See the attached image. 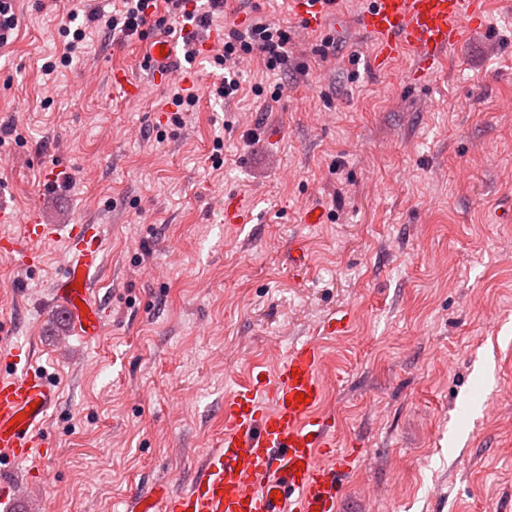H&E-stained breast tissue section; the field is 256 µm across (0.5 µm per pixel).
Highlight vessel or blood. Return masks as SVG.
Segmentation results:
<instances>
[{
	"label": "vessel or blood",
	"instance_id": "b4317fda",
	"mask_svg": "<svg viewBox=\"0 0 512 512\" xmlns=\"http://www.w3.org/2000/svg\"><path fill=\"white\" fill-rule=\"evenodd\" d=\"M338 2L290 0L291 13L314 29ZM485 11L486 0H370L356 25L374 43L377 66L405 56L418 76L477 32ZM177 51L171 40L154 39L148 55L155 82L172 74ZM57 235L56 226L32 212L22 237L0 239V250L24 253L32 242ZM67 240L69 259L54 294L73 331L93 340L104 331L92 288L104 263L101 228L73 225ZM320 357L317 344L305 342L239 385L224 399V437L199 476L174 493L156 487L132 512H336L358 453L337 447L333 422L318 412L324 396ZM0 358L11 366L0 373V455L20 461L45 447L41 430L58 393L19 352ZM300 393L305 402L297 401Z\"/></svg>",
	"mask_w": 512,
	"mask_h": 512
}]
</instances>
